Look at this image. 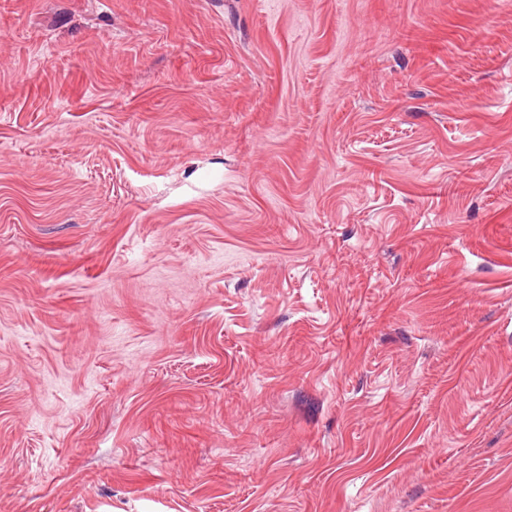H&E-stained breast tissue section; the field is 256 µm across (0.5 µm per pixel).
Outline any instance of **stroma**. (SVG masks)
<instances>
[{
  "label": "stroma",
  "mask_w": 512,
  "mask_h": 512,
  "mask_svg": "<svg viewBox=\"0 0 512 512\" xmlns=\"http://www.w3.org/2000/svg\"><path fill=\"white\" fill-rule=\"evenodd\" d=\"M0 512H512V0H0Z\"/></svg>",
  "instance_id": "1"
}]
</instances>
